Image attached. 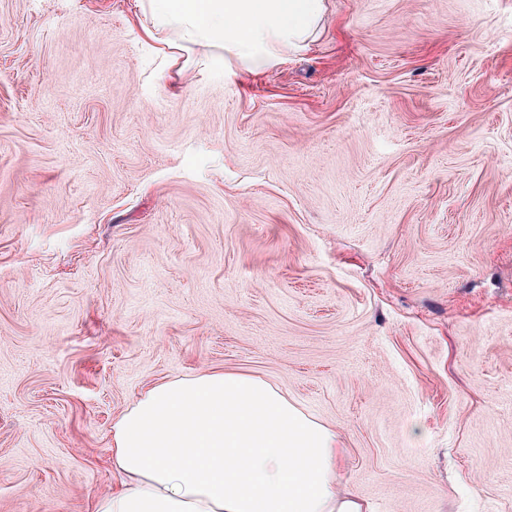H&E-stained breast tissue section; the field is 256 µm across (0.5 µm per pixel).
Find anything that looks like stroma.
<instances>
[{"label":"stroma","instance_id":"1","mask_svg":"<svg viewBox=\"0 0 512 512\" xmlns=\"http://www.w3.org/2000/svg\"><path fill=\"white\" fill-rule=\"evenodd\" d=\"M0 0V512H90L149 386L259 376L372 512H512V0H325L258 72Z\"/></svg>","mask_w":512,"mask_h":512}]
</instances>
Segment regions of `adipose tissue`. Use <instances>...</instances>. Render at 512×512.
<instances>
[{
	"label": "adipose tissue",
	"mask_w": 512,
	"mask_h": 512,
	"mask_svg": "<svg viewBox=\"0 0 512 512\" xmlns=\"http://www.w3.org/2000/svg\"><path fill=\"white\" fill-rule=\"evenodd\" d=\"M147 36L245 70L304 50L324 0H142ZM347 450L279 389L201 371L142 392L112 426L119 488L93 512H367L337 474Z\"/></svg>",
	"instance_id": "adipose-tissue-1"
}]
</instances>
